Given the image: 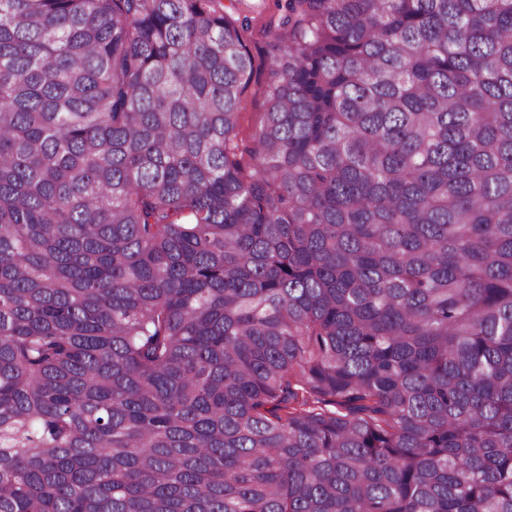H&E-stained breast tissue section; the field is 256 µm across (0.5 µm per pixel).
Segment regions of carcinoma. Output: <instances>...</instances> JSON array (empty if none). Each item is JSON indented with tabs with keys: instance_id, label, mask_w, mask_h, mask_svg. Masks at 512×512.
Here are the masks:
<instances>
[{
	"instance_id": "1",
	"label": "carcinoma",
	"mask_w": 512,
	"mask_h": 512,
	"mask_svg": "<svg viewBox=\"0 0 512 512\" xmlns=\"http://www.w3.org/2000/svg\"><path fill=\"white\" fill-rule=\"evenodd\" d=\"M0 0V512H512V0ZM277 3V0H224L229 12L249 19L246 38L253 57L254 76L240 104L246 132L259 124L263 112H266L264 90L268 80V30L279 22L281 11Z\"/></svg>"
}]
</instances>
